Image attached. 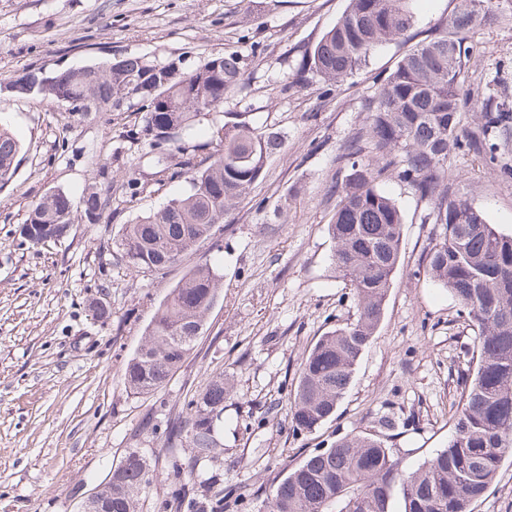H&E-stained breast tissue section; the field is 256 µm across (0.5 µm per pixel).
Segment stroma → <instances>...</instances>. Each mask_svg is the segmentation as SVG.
I'll return each mask as SVG.
<instances>
[{"mask_svg":"<svg viewBox=\"0 0 512 512\" xmlns=\"http://www.w3.org/2000/svg\"><path fill=\"white\" fill-rule=\"evenodd\" d=\"M458 0H415L409 40L374 53L350 80L329 84L301 64L349 0H0V128L20 143L14 179L0 188V512H80L111 465L138 448L154 479L140 512H165L171 462L166 421L223 375L224 450L212 462L225 512H258L283 469L351 433L379 436L416 469L446 447L460 394L476 368V333L457 300L425 274L441 228L398 180L384 188L405 224L400 265L375 341L358 362L336 414L294 431L290 405L303 360L319 336L353 321L356 301L337 278L328 224L337 161L363 124L378 75ZM465 84L512 108V0L470 35ZM239 54L244 91L183 134L215 139L248 122L279 144L259 180L215 235L165 270L130 272L116 243L124 225L185 194L183 155L157 164L137 103L113 112H73L14 81L127 56L191 70ZM449 197L467 198L487 221L512 232V179L479 157L450 154ZM96 186L109 197L99 223L76 221L39 245L20 229L33 205ZM210 263L219 297L193 353L163 390L137 396L123 380L159 302L193 266ZM110 311L96 318L93 307ZM474 512H512V453Z\"/></svg>","mask_w":512,"mask_h":512,"instance_id":"obj_1","label":"stroma"}]
</instances>
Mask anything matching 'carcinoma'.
Returning <instances> with one entry per match:
<instances>
[{
	"label": "carcinoma",
	"instance_id": "obj_1",
	"mask_svg": "<svg viewBox=\"0 0 512 512\" xmlns=\"http://www.w3.org/2000/svg\"><path fill=\"white\" fill-rule=\"evenodd\" d=\"M413 0H349V6L306 55L302 70L328 82L352 78L378 48L413 26ZM492 0H461L457 10L416 43L380 81L366 102L365 132L354 134L338 160L349 168L335 185L338 198L328 231L332 260L357 300V317L324 333L301 364L292 422L311 431L330 419L346 394L355 367L373 343L401 257L404 218L379 187L396 177L428 204L427 220L442 227L428 255L427 275L447 289L478 330L477 367L461 397L448 446L412 472L401 468L397 449L378 437L356 433L309 454L274 486L267 512H391L399 494L403 512H473L512 450V233L500 231L466 199H448V155L474 154L499 163L494 140L512 131V110L479 99L464 85L468 34L492 12ZM181 60L158 63L125 56L68 69L35 94L69 99L74 112H110L137 100L146 112V131L158 153L182 138L196 119L224 104V95L243 85L240 57L209 58L185 73ZM479 113L472 128L461 112ZM275 138L245 122L224 124L210 163L186 161L190 190L162 209L124 226L118 244L127 268L154 273L173 264L224 223L232 202L261 176ZM20 144L0 131V186L17 171ZM108 200L97 189L74 202L53 192L30 211L21 235L32 245L44 229L72 226L77 214L102 219ZM35 230L31 238L26 229ZM220 275L208 264L190 268L157 307L145 337L127 361L124 384L133 394L162 390L193 352L213 308ZM224 378L213 377L186 404V416L168 419L166 447L174 459L175 483L169 512H224V496L211 494L217 475L207 462L221 449ZM191 449L183 458L184 449ZM112 473L106 512H137L153 480L139 449L127 453Z\"/></svg>",
	"mask_w": 512,
	"mask_h": 512
}]
</instances>
